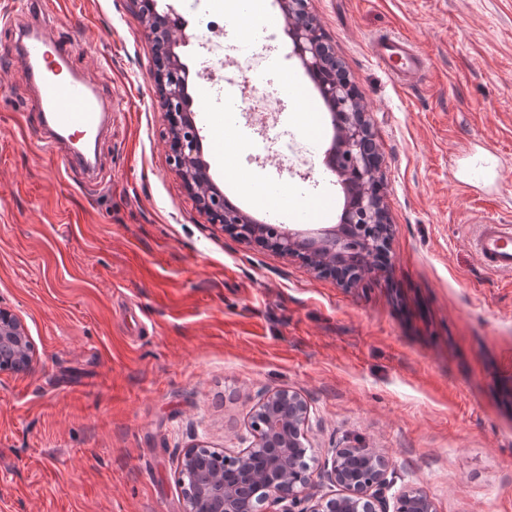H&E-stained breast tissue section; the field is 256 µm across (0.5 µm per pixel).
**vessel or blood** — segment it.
I'll list each match as a JSON object with an SVG mask.
<instances>
[{
  "mask_svg": "<svg viewBox=\"0 0 512 512\" xmlns=\"http://www.w3.org/2000/svg\"><path fill=\"white\" fill-rule=\"evenodd\" d=\"M34 24L18 29L14 50L22 63V74L37 87L35 107L47 146L65 143L71 147V164L86 176H94L96 164L80 149V143L98 137L111 120L113 103L70 63L67 43L52 34L38 17L41 0H27ZM371 56L403 87L413 86L427 70L420 47L408 38L381 35L370 44ZM481 263L500 272H512V225L486 215L472 243Z\"/></svg>",
  "mask_w": 512,
  "mask_h": 512,
  "instance_id": "vessel-or-blood-1",
  "label": "vessel or blood"
}]
</instances>
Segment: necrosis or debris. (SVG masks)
<instances>
[{
    "instance_id": "obj_1",
    "label": "necrosis or debris",
    "mask_w": 512,
    "mask_h": 512,
    "mask_svg": "<svg viewBox=\"0 0 512 512\" xmlns=\"http://www.w3.org/2000/svg\"><path fill=\"white\" fill-rule=\"evenodd\" d=\"M184 15L194 20L198 33L195 54L200 61L198 78L208 86L215 97L230 91L240 94V109L258 118L262 141L257 150L259 158L274 164H288L292 168H307L312 164L311 152L290 129L279 128L275 115L281 106L268 95L246 92L245 80L261 76L269 57L279 54L277 37H268L260 48L242 49L235 34L224 23V11L216 0H179Z\"/></svg>"
}]
</instances>
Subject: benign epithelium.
Here are the masks:
<instances>
[{
	"label": "benign epithelium",
	"mask_w": 512,
	"mask_h": 512,
	"mask_svg": "<svg viewBox=\"0 0 512 512\" xmlns=\"http://www.w3.org/2000/svg\"><path fill=\"white\" fill-rule=\"evenodd\" d=\"M278 4L286 8L291 23L294 17L308 14V0H278ZM179 23L175 18L158 29L145 28L155 46L153 79L169 124L171 165L212 222L226 225L244 241L257 242L268 225L252 221L221 193L201 194L206 179L201 168H193L201 139L197 127L184 116L185 68L174 52L192 35L179 41L164 36ZM291 38L306 70L322 77L318 81L322 97L334 105L338 146L327 165L343 183L353 186L354 193L340 224L330 229L308 236L284 224L274 225L276 250L285 256L310 254L318 272L331 274L339 285L350 288L377 268L360 262V257L368 252L379 256L386 250L383 202L370 189L377 181V147L361 99L347 78L338 74L321 28L300 23L293 26ZM35 360L36 350L23 321L0 306V371L27 373ZM309 417L308 402L298 392L280 388L264 394L255 406L249 447L228 452L198 441L186 448L178 470L185 512H202L204 507L210 512H237L243 497L250 501L249 512H390L385 496L391 483L388 457L373 448L346 446L315 468L304 432ZM316 475L340 486L342 493L318 499L307 495L305 489ZM400 497L414 499L417 512H436L431 498L418 490H406Z\"/></svg>",
	"instance_id": "7a95c632"
}]
</instances>
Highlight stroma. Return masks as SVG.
<instances>
[{
	"mask_svg": "<svg viewBox=\"0 0 512 512\" xmlns=\"http://www.w3.org/2000/svg\"><path fill=\"white\" fill-rule=\"evenodd\" d=\"M12 2L0 0V305L26 324L37 364L0 372V512H183L184 450L246 448L260 395L283 387L310 405L317 460L354 444L388 456L387 499L414 489L436 512H512V273L471 247L487 213L512 225V0H308L370 119L391 225L384 271L352 288L200 209L169 161L133 0H47L74 66L120 102L86 184L42 143L13 58L28 17ZM227 24L253 48L283 37L271 71L307 94L278 119L313 140L308 114L328 111L276 0ZM383 33L426 51L421 84L400 87L374 62ZM176 53L201 135L224 136L201 110L193 50ZM233 123L238 169L305 204L324 189L316 225L336 223L329 136L298 175L255 159L256 126ZM204 157L245 214L274 208Z\"/></svg>",
	"mask_w": 512,
	"mask_h": 512,
	"instance_id": "stroma-1",
	"label": "stroma"
}]
</instances>
